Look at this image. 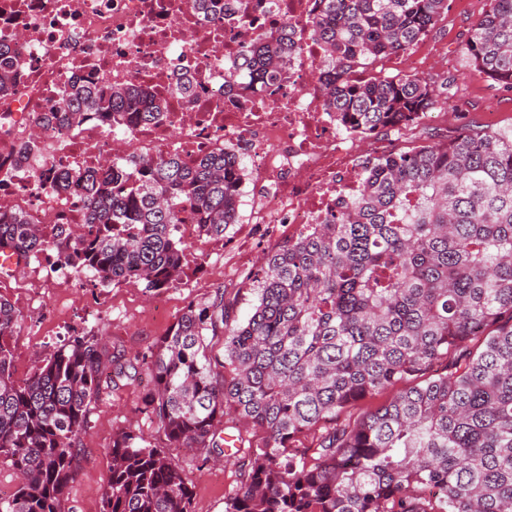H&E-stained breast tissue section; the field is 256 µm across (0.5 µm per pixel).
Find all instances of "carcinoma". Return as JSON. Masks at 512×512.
<instances>
[{"instance_id": "cac0c4a2", "label": "carcinoma", "mask_w": 512, "mask_h": 512, "mask_svg": "<svg viewBox=\"0 0 512 512\" xmlns=\"http://www.w3.org/2000/svg\"><path fill=\"white\" fill-rule=\"evenodd\" d=\"M446 10L447 0H323L313 34L339 127H417L440 100L434 85L368 71L407 53ZM293 48L288 26L275 28L242 51L229 83L250 91L282 81ZM463 54L512 89V0H491ZM18 75L0 43V95ZM195 96L189 80L169 94L75 83L45 120L78 126L95 113L118 129L149 125L171 99ZM130 165L61 172L54 187L82 190L83 223L46 232L22 211L0 215V248L24 260L54 250L103 286H174L187 268L182 215L209 238L236 223L238 157ZM247 284L256 300L244 320L217 288L145 354L76 335L21 382L10 340L23 319L0 299V467L18 477L0 512H65L92 411L142 365L152 379L143 411L167 447L218 458L228 433L243 442L239 425L257 437L224 512H512V129H464L371 158L332 223L276 244ZM108 455L102 512H191L184 467L153 440L120 431Z\"/></svg>"}]
</instances>
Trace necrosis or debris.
Returning <instances> with one entry per match:
<instances>
[{
    "label": "necrosis or debris",
    "instance_id": "obj_1",
    "mask_svg": "<svg viewBox=\"0 0 512 512\" xmlns=\"http://www.w3.org/2000/svg\"><path fill=\"white\" fill-rule=\"evenodd\" d=\"M320 12V0H217L203 21L193 0H0V42L21 70L0 95V214L23 211L41 228L78 224L84 196L54 189L58 169L223 149L247 160L239 186L247 223L292 237L326 223L339 188L355 194L365 169L358 134L337 128L317 81L324 55L311 25ZM282 24L297 46L287 81L247 93L229 86L239 54ZM186 75L196 100L173 102L147 127L119 132L97 115L78 127L39 118L75 80L144 79L165 91Z\"/></svg>",
    "mask_w": 512,
    "mask_h": 512
}]
</instances>
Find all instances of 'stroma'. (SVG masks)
<instances>
[{
  "instance_id": "35a3bbf8",
  "label": "stroma",
  "mask_w": 512,
  "mask_h": 512,
  "mask_svg": "<svg viewBox=\"0 0 512 512\" xmlns=\"http://www.w3.org/2000/svg\"><path fill=\"white\" fill-rule=\"evenodd\" d=\"M488 7L489 0H448L447 11L408 55L377 63V70L388 76L409 70L422 74L434 81L443 96L453 98L454 107L444 118L418 125L406 135H375L373 143L398 151L455 135L464 127L512 125V90L474 71L462 52L474 24ZM272 246V240L260 239L254 225H231L223 238L197 241L196 249L205 253L203 267H188L180 283L159 295L134 281L104 287L88 273L79 276L75 288L47 284L33 288L27 268H20L0 281V297L23 317L21 330L11 340L15 379L27 378L73 331L105 334L113 347L132 355L145 352L167 333L186 306L208 302L218 287L234 300L238 318H246L254 297L236 268L242 260H259ZM144 394V385L138 383L121 387L92 412L80 473L69 488L65 512H101L110 466L107 450L115 433L130 427L154 434L153 425L141 411ZM169 454L188 473L192 512H224V494L239 479L237 459L206 462L183 448L170 449Z\"/></svg>"
}]
</instances>
